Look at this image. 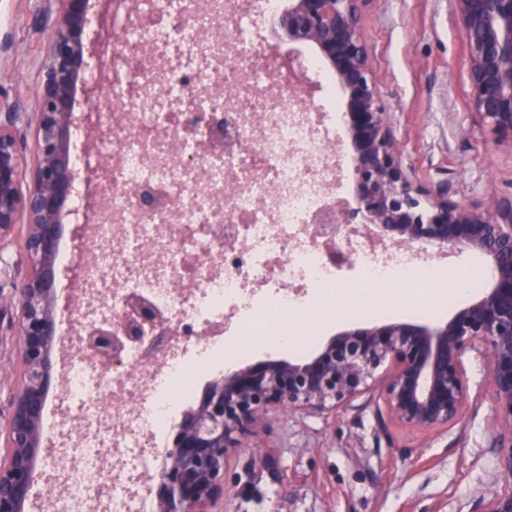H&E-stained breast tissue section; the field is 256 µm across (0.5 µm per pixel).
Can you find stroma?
<instances>
[{
    "label": "stroma",
    "mask_w": 512,
    "mask_h": 512,
    "mask_svg": "<svg viewBox=\"0 0 512 512\" xmlns=\"http://www.w3.org/2000/svg\"><path fill=\"white\" fill-rule=\"evenodd\" d=\"M42 0H0V103L30 111L52 18ZM361 31L403 164L424 185L451 183L462 202L512 191V150L468 108L463 37L448 0H371ZM24 226L0 245V290L26 271ZM443 283L415 286L414 298L381 319L445 317L453 304L431 303L466 270L465 255L444 259ZM470 397L449 429L416 431L380 424L378 391L319 415L279 412L229 462L224 512H468L494 485V398L485 358L466 367Z\"/></svg>",
    "instance_id": "obj_1"
}]
</instances>
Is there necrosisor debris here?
<instances>
[{
  "label": "necrosis or debris",
  "mask_w": 512,
  "mask_h": 512,
  "mask_svg": "<svg viewBox=\"0 0 512 512\" xmlns=\"http://www.w3.org/2000/svg\"><path fill=\"white\" fill-rule=\"evenodd\" d=\"M281 76L251 40L236 0H131L112 29V195L88 222L98 247L88 295L101 311L143 298L191 336H223L270 312L280 334L313 324L328 301L336 253L345 251L368 293L435 274L412 251L383 250L359 235L318 234L313 218L335 191L336 157L324 115L282 96ZM224 115V148L187 130L196 110ZM156 203L141 208L135 193ZM185 339L160 359L142 344L105 365L75 349L61 427L79 454L69 466V512H89L111 446V512H150L140 491L155 471L158 435L188 403L206 363Z\"/></svg>",
  "instance_id": "necrosis-or-debris-1"
}]
</instances>
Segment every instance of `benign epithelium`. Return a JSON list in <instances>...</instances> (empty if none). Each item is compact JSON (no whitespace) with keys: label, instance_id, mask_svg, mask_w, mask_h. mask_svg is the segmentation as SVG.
<instances>
[{"label":"benign epithelium","instance_id":"1","mask_svg":"<svg viewBox=\"0 0 512 512\" xmlns=\"http://www.w3.org/2000/svg\"><path fill=\"white\" fill-rule=\"evenodd\" d=\"M370 0H289L278 25L288 43L317 47L345 95V138L354 163L351 199L314 218L336 231L373 230L397 247L432 246L467 254L489 271L485 288L444 322L369 321L348 324L313 354L268 359L224 370L199 403L185 410L170 444L149 478L157 512H217L224 501L229 458L267 425L270 414L300 409L321 414L375 388L383 401L380 423L406 428H450L462 418L469 398L466 361L488 359L499 433L493 453L499 482L480 494L469 512H512V195L476 202L452 198L448 184L430 190L411 179L402 162L374 82L369 51L360 29ZM467 49L469 109L512 149V0H449ZM102 32L95 49L84 40L88 0H44L55 23L43 51L41 80L33 112L35 164L22 186L17 113L0 119V235L27 226V274L11 289L16 309L15 361L20 382L5 420V454L0 455V512H27L38 465L63 451L46 444V406L60 386L56 257L62 235L61 210L75 191L76 167L70 149L77 125L98 140L110 136L100 117L102 86L87 82L85 118L74 119L75 81L90 71L112 70V0H104ZM281 66L289 71L288 91L302 88L305 73L288 49ZM196 130L223 138L222 122L209 112L193 116ZM94 211L104 198L94 190L102 169H81ZM78 253L92 251L87 226L72 230ZM172 336L169 324L147 301L135 299L122 318L91 322L79 342L108 362L128 342L164 347L147 332Z\"/></svg>","mask_w":512,"mask_h":512}]
</instances>
